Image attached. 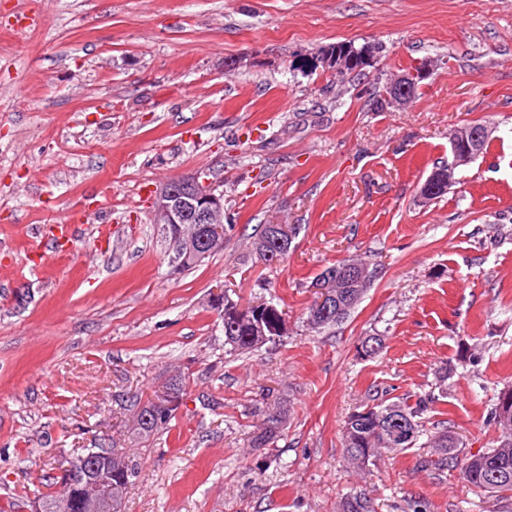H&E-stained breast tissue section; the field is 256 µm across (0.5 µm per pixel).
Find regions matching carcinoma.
I'll use <instances>...</instances> for the list:
<instances>
[{"instance_id": "carcinoma-1", "label": "carcinoma", "mask_w": 512, "mask_h": 512, "mask_svg": "<svg viewBox=\"0 0 512 512\" xmlns=\"http://www.w3.org/2000/svg\"><path fill=\"white\" fill-rule=\"evenodd\" d=\"M369 50H374V47L366 44L357 47L344 69L336 73V78L343 81L363 75L364 70L372 67L365 55ZM275 232L273 225H261L251 242V254L262 261L266 260L265 250L274 242ZM369 286L367 282L359 287L338 290V299L343 306L341 313L317 326V329L337 325L348 318ZM238 305L239 302L229 294V289H224V345L228 346L229 352L248 354L287 334L284 314L273 302L261 301L255 315L235 313ZM436 401L435 394L430 393L418 395L413 401L399 397L387 404L380 402L356 407L343 426L342 445L347 462L354 468L363 469L375 461L382 451L390 448L387 424L391 417L396 416L410 428V434L400 443V448H414L420 444L432 449V456L424 460V465L444 469L459 464L463 478L473 487L497 496L512 497V386L499 392L491 412L493 424L499 430L495 445L465 456L461 463L458 462L457 439L446 427L429 433L426 442L419 443L420 437L424 436L422 416L432 409ZM178 409L176 405L159 416H152L135 429V434L148 437L166 429ZM286 417L287 410L282 406L263 411L261 423L250 437V447L267 448L274 444L281 436ZM112 463L121 466V469L112 474V483L102 485L100 497L103 499L112 496L116 485L120 486V494L126 495L138 476L137 466L115 448L112 449ZM341 506L343 512H373L370 500L357 491L344 497Z\"/></svg>"}]
</instances>
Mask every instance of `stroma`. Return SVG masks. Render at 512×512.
Wrapping results in <instances>:
<instances>
[{
	"mask_svg": "<svg viewBox=\"0 0 512 512\" xmlns=\"http://www.w3.org/2000/svg\"><path fill=\"white\" fill-rule=\"evenodd\" d=\"M377 45L366 77L301 67L321 47ZM430 59L404 109L374 111V79ZM494 125L445 197L419 190L453 127ZM202 171L234 226L220 252L170 275L149 202ZM89 213L73 242L54 226ZM298 224L288 261L247 253L260 224ZM365 260L348 320L305 323L313 278ZM275 298L288 333L248 355L224 348L210 299ZM386 337L374 358L362 337ZM425 415L491 447L512 385V0H0V508L47 457L110 439L140 468L124 512H512L459 468L390 449L356 470L342 426L375 397L424 394ZM170 431L132 439V396L172 376ZM285 405L275 447L258 412Z\"/></svg>",
	"mask_w": 512,
	"mask_h": 512,
	"instance_id": "stroma-1",
	"label": "stroma"
}]
</instances>
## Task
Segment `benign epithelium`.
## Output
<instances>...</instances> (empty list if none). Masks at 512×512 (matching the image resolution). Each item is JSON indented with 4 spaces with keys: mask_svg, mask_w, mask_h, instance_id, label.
<instances>
[{
    "mask_svg": "<svg viewBox=\"0 0 512 512\" xmlns=\"http://www.w3.org/2000/svg\"><path fill=\"white\" fill-rule=\"evenodd\" d=\"M347 46L337 44L325 48L320 61L326 70L343 69ZM432 64L419 62L411 71H404L389 83L384 94L385 109L405 108L411 103L410 93L415 85L431 75ZM496 127L487 124L464 123L448 134V171L435 170L426 180L420 196L429 200V190L436 189L438 181L451 182L456 170L476 161L481 155V144L492 137ZM153 223L160 226L169 252L175 257H187L197 251H216L224 248V192L217 190L203 172L188 173L168 180L151 201ZM340 279L329 276L315 286L317 303L311 320L318 321L333 314L336 289ZM112 476V455L84 452L66 459L57 469L58 487L64 491L59 505L69 512L70 488L81 487V497L89 512H119L117 501H99L98 489L105 478Z\"/></svg>",
    "mask_w": 512,
    "mask_h": 512,
    "instance_id": "1",
    "label": "benign epithelium"
}]
</instances>
